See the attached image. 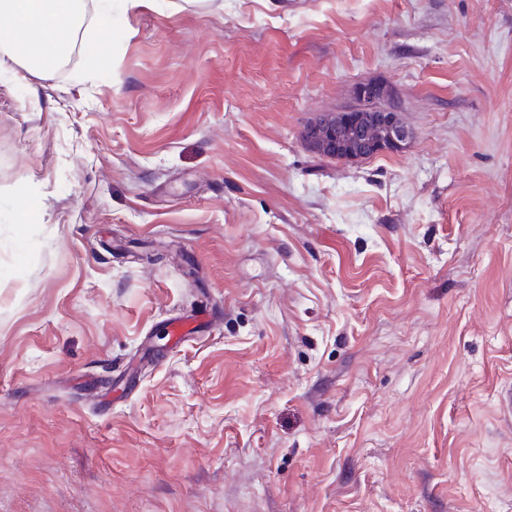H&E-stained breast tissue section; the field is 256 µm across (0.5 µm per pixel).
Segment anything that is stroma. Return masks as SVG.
<instances>
[{
  "label": "stroma",
  "instance_id": "1",
  "mask_svg": "<svg viewBox=\"0 0 512 512\" xmlns=\"http://www.w3.org/2000/svg\"><path fill=\"white\" fill-rule=\"evenodd\" d=\"M84 8L0 74V512H512V0ZM361 105L327 114L308 125L303 133L305 144L314 152L343 160H358L385 151L399 150L409 138L394 108L372 107L388 91L379 84L357 87Z\"/></svg>",
  "mask_w": 512,
  "mask_h": 512
}]
</instances>
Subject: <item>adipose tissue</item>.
<instances>
[{
  "instance_id": "obj_1",
  "label": "adipose tissue",
  "mask_w": 512,
  "mask_h": 512,
  "mask_svg": "<svg viewBox=\"0 0 512 512\" xmlns=\"http://www.w3.org/2000/svg\"><path fill=\"white\" fill-rule=\"evenodd\" d=\"M83 7V0H0V17L9 20L0 27V70L32 59L38 60L39 70L51 68L69 49Z\"/></svg>"
}]
</instances>
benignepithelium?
Segmentation results:
<instances>
[{
  "instance_id": "obj_1",
  "label": "benign epithelium",
  "mask_w": 512,
  "mask_h": 512,
  "mask_svg": "<svg viewBox=\"0 0 512 512\" xmlns=\"http://www.w3.org/2000/svg\"><path fill=\"white\" fill-rule=\"evenodd\" d=\"M361 105L327 114L308 125L305 144L314 152L343 160H358L385 151L399 150L409 138L394 108H378L373 103L388 95L379 84L357 87Z\"/></svg>"
}]
</instances>
